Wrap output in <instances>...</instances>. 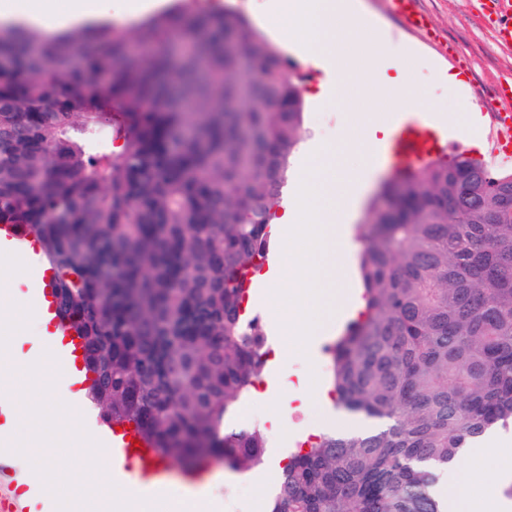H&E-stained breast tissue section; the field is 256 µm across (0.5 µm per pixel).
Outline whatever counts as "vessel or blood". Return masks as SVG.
Listing matches in <instances>:
<instances>
[{
    "label": "vessel or blood",
    "mask_w": 512,
    "mask_h": 512,
    "mask_svg": "<svg viewBox=\"0 0 512 512\" xmlns=\"http://www.w3.org/2000/svg\"><path fill=\"white\" fill-rule=\"evenodd\" d=\"M394 13L406 21L414 30L432 35L433 28L429 18L419 9L416 0H391ZM489 19L497 45L504 50H512V0H477ZM491 98L495 104L493 114L497 128V138L493 144L494 155L512 157V81L503 80L494 85ZM396 131L392 139L382 149L380 156L398 168H411L428 162L443 150L459 149L460 143L455 135H443L441 130L429 119L396 120ZM29 275L33 283L32 295L42 313L54 317L51 281L52 272L46 269L38 254H31ZM96 440L103 449L109 450L118 464L136 463L142 482L151 483L167 468L166 460L159 458L151 450L137 447L127 438L126 431H118L107 426H99ZM20 475L13 463V456L6 444L4 434L0 433V486L10 487L17 483Z\"/></svg>",
    "instance_id": "1"
}]
</instances>
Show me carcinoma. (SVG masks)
Masks as SVG:
<instances>
[{
  "label": "carcinoma",
  "mask_w": 512,
  "mask_h": 512,
  "mask_svg": "<svg viewBox=\"0 0 512 512\" xmlns=\"http://www.w3.org/2000/svg\"><path fill=\"white\" fill-rule=\"evenodd\" d=\"M182 0L118 35L0 23V224H23L53 271L59 329L79 339L87 394L190 476L262 464L263 429H227L265 370L246 315L305 102L279 48L234 9ZM123 107L112 120V103ZM110 122L109 141L97 129ZM194 135L170 147L171 129ZM119 141L117 150L108 142ZM365 310L331 348V384L361 433L288 457L268 512H446L440 473L512 423V171L461 151L386 182L357 229Z\"/></svg>",
  "instance_id": "1"
}]
</instances>
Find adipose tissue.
I'll return each mask as SVG.
<instances>
[{"label": "adipose tissue", "instance_id": "ef3b65f1", "mask_svg": "<svg viewBox=\"0 0 512 512\" xmlns=\"http://www.w3.org/2000/svg\"><path fill=\"white\" fill-rule=\"evenodd\" d=\"M269 9L289 18L283 32L288 44L306 35L304 48L312 63L334 76L337 86L352 83L376 86L387 98L391 111H416L413 93L400 64L412 55L404 43L388 44L374 54L375 28L361 15L358 0H269ZM450 512H507L511 503L494 487L471 477H456L449 484Z\"/></svg>", "mask_w": 512, "mask_h": 512}]
</instances>
